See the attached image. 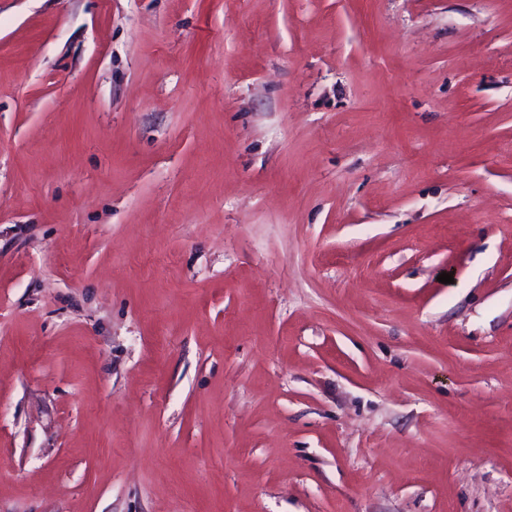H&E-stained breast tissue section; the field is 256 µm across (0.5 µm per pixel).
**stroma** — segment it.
I'll return each instance as SVG.
<instances>
[{
	"mask_svg": "<svg viewBox=\"0 0 512 512\" xmlns=\"http://www.w3.org/2000/svg\"><path fill=\"white\" fill-rule=\"evenodd\" d=\"M0 512H512V0H0Z\"/></svg>",
	"mask_w": 512,
	"mask_h": 512,
	"instance_id": "stroma-1",
	"label": "stroma"
}]
</instances>
